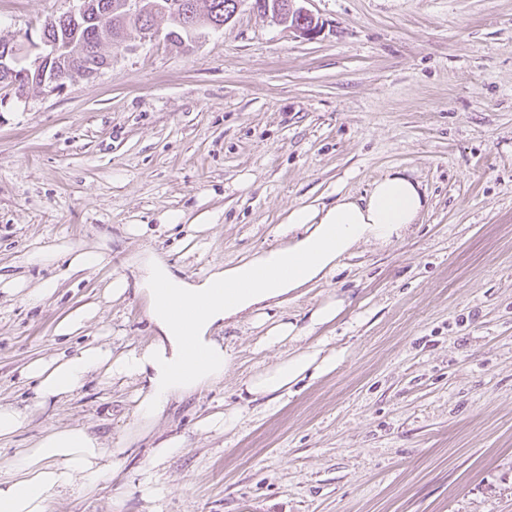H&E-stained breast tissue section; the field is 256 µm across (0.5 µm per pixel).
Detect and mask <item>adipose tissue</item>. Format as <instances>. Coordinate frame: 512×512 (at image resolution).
Masks as SVG:
<instances>
[{
    "label": "adipose tissue",
    "mask_w": 512,
    "mask_h": 512,
    "mask_svg": "<svg viewBox=\"0 0 512 512\" xmlns=\"http://www.w3.org/2000/svg\"><path fill=\"white\" fill-rule=\"evenodd\" d=\"M426 209L420 183L397 170L374 181L365 195L340 194L327 204L290 209L273 229L274 246L227 267L213 265L185 276L160 254H138L135 279L114 275L104 295L115 301L132 290L144 296L152 341L117 354L103 343L39 357L27 364L25 376L44 402L71 398L95 376L136 384L133 413L149 427L173 402L223 382L234 353L222 333L245 317L260 332L257 349H292L276 363L253 369L241 384L247 402H277L306 374L328 373L340 359L339 352H326L323 338L305 349L293 344L333 323L343 299L322 300L301 326L283 311L290 294L333 277L360 244L384 248L403 240ZM62 258L72 273L97 269L105 260L97 248L60 243L32 252L27 261L50 268ZM124 463L122 449L105 448L87 428L49 429L32 447L17 449L0 472V512H49L53 497L90 495Z\"/></svg>",
    "instance_id": "obj_1"
}]
</instances>
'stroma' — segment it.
Instances as JSON below:
<instances>
[{"mask_svg": "<svg viewBox=\"0 0 512 512\" xmlns=\"http://www.w3.org/2000/svg\"><path fill=\"white\" fill-rule=\"evenodd\" d=\"M75 0H0V38L39 39ZM320 30L307 39L244 0L190 49L167 42V18L134 50L60 93L32 90L0 111V275L36 283L33 249L95 245L97 270L61 279L38 306L0 292V402L30 401L32 359L92 343H148L147 301L104 287L152 250L192 275L275 245L289 208L366 193L405 169L430 198L411 233L380 251L361 245L296 301L289 318L333 293L351 303L318 328L343 350L336 369L243 424L198 434V419L238 405L259 362L247 322L226 328L235 363L214 389L185 399L148 434L134 385L89 382L66 402L33 408L0 443V466L52 427L85 426L127 448L124 469L50 512H512V0H304ZM248 173V194L235 184ZM168 210L193 222L220 212L199 254L184 233L126 234ZM97 302L76 336L70 311ZM188 433L153 470L159 502L139 491L152 447ZM125 447V446H124ZM99 306L96 303H87L73 310L57 325L55 333L59 336H72L79 333L86 322L97 315Z\"/></svg>", "mask_w": 512, "mask_h": 512, "instance_id": "35a3bbf8", "label": "stroma"}]
</instances>
